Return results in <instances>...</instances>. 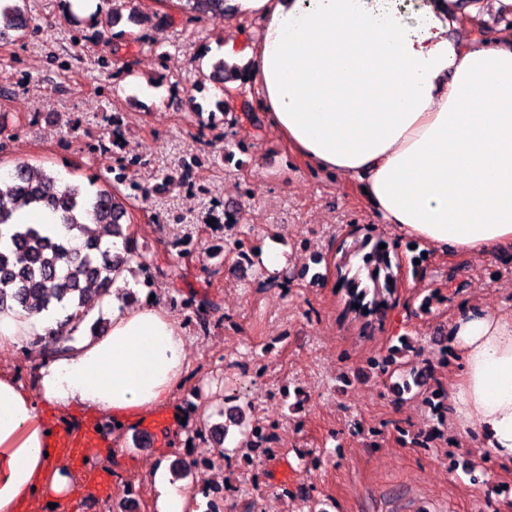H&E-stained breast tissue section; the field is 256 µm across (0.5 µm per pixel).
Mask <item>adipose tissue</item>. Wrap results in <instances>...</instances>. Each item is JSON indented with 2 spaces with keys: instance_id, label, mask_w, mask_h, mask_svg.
I'll list each match as a JSON object with an SVG mask.
<instances>
[{
  "instance_id": "1",
  "label": "adipose tissue",
  "mask_w": 512,
  "mask_h": 512,
  "mask_svg": "<svg viewBox=\"0 0 512 512\" xmlns=\"http://www.w3.org/2000/svg\"><path fill=\"white\" fill-rule=\"evenodd\" d=\"M262 18L248 57L268 123L313 169L367 190L380 223L439 251L512 249V36L456 38L471 0H426L409 17L397 0H232ZM109 296V329L43 361L34 386L0 373V512L66 500L69 470L49 448L46 410H79L128 425L167 405L186 380L188 341L176 316L139 292ZM64 310L0 313V347L25 348ZM459 381L448 396L459 433L512 468V311L463 301L448 327ZM155 512H184L190 485L167 461L152 470Z\"/></svg>"
}]
</instances>
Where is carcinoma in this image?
<instances>
[{
	"label": "carcinoma",
	"mask_w": 512,
	"mask_h": 512,
	"mask_svg": "<svg viewBox=\"0 0 512 512\" xmlns=\"http://www.w3.org/2000/svg\"><path fill=\"white\" fill-rule=\"evenodd\" d=\"M20 0H0V40L17 41L24 37L30 18L19 5ZM193 12L224 19L226 0H185ZM209 78L218 82L245 80V73H227L224 61L213 65ZM36 211L44 209L59 216L68 234L56 238L45 234L37 224H21L0 246V312L22 308L49 312L57 306L71 313L59 328L39 340H48L53 353L72 350L70 342L93 300L86 284L95 282L98 292H106L115 282L114 274L131 263L142 267L146 260L140 253H112V236L124 240L123 219L127 209L123 201L107 189H99L94 198L79 184L67 183L25 163L15 165L9 175L0 178V225L13 222L14 212L21 206ZM103 226L99 239H84L86 220ZM386 248L381 249L379 245ZM336 259V284L342 292L344 313L361 318L367 325L385 321L399 284L397 243L373 229L349 246H340ZM382 371L398 377L399 393L421 396L423 384L417 380L429 368L411 362L397 363L388 356Z\"/></svg>",
	"instance_id": "obj_1"
}]
</instances>
